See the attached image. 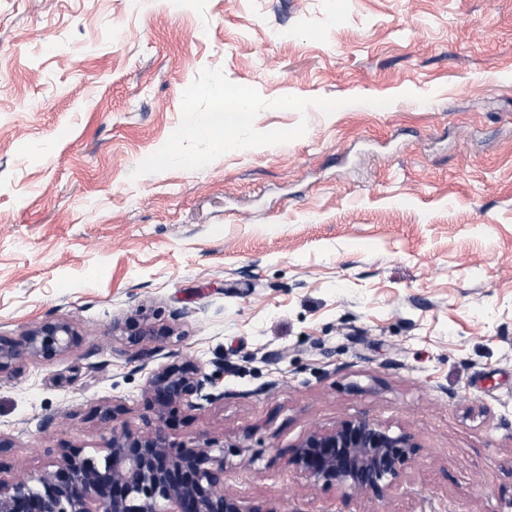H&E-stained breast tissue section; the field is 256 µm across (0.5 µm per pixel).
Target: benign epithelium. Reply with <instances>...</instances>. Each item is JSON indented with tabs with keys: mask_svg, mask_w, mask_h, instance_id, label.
<instances>
[{
	"mask_svg": "<svg viewBox=\"0 0 512 512\" xmlns=\"http://www.w3.org/2000/svg\"><path fill=\"white\" fill-rule=\"evenodd\" d=\"M112 332L150 358L154 344L170 336L140 315L112 322ZM71 322L48 319L18 336L0 335V380L18 374L26 362H51L81 345ZM145 392L154 414L146 426L118 421L117 408L91 410L108 433L99 461L77 447L59 449L52 468L36 485L0 480V512H251L224 489V458L195 440L175 443L173 413L202 410L224 399L212 375L191 360L153 370ZM419 445L408 433L392 434L373 420H348L331 431L309 433L288 463L310 482L335 486L346 495L383 497L396 489Z\"/></svg>",
	"mask_w": 512,
	"mask_h": 512,
	"instance_id": "1",
	"label": "benign epithelium"
}]
</instances>
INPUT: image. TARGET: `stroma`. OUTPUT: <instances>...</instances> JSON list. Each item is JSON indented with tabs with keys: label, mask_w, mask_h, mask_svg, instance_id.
I'll return each mask as SVG.
<instances>
[{
	"label": "stroma",
	"mask_w": 512,
	"mask_h": 512,
	"mask_svg": "<svg viewBox=\"0 0 512 512\" xmlns=\"http://www.w3.org/2000/svg\"><path fill=\"white\" fill-rule=\"evenodd\" d=\"M216 87L255 107L221 152ZM49 318L82 343L0 381L1 480L189 358L224 398L171 438L252 512H507L512 0H0V334ZM358 418L419 444L382 499L288 463ZM112 332H119L130 347H135L140 355L150 358L155 353L156 346L161 340L169 337L170 331L166 328H156L148 324L139 314L130 315L124 321H115L112 324Z\"/></svg>",
	"instance_id": "stroma-1"
}]
</instances>
